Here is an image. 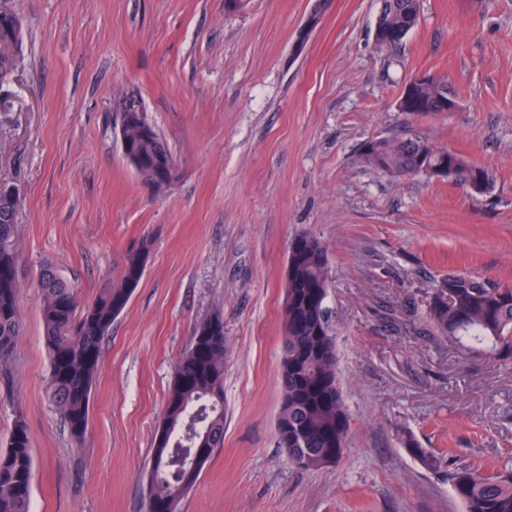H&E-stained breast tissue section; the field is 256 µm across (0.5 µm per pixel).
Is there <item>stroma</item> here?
Segmentation results:
<instances>
[{"label":"stroma","mask_w":512,"mask_h":512,"mask_svg":"<svg viewBox=\"0 0 512 512\" xmlns=\"http://www.w3.org/2000/svg\"><path fill=\"white\" fill-rule=\"evenodd\" d=\"M23 44L0 87V179L22 205L24 333L0 387V450L22 405L31 512H145L154 437L194 325L224 319V444L177 512H463L447 470L512 468V370L447 339L394 332L383 303L425 309L448 275L512 287V0H420L399 49L381 0H6ZM320 21L293 45L313 9ZM447 78L451 112L400 111L406 83ZM136 98L179 175L162 195L124 159ZM420 137L486 167L482 194L361 163L370 139ZM327 248L349 447L317 470L277 446L289 245ZM150 258L105 338L89 424L49 393L38 272L93 300L142 240Z\"/></svg>","instance_id":"stroma-1"}]
</instances>
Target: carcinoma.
<instances>
[{"instance_id": "cac0c4a2", "label": "carcinoma", "mask_w": 512, "mask_h": 512, "mask_svg": "<svg viewBox=\"0 0 512 512\" xmlns=\"http://www.w3.org/2000/svg\"><path fill=\"white\" fill-rule=\"evenodd\" d=\"M383 23L400 35L399 47L417 27L420 0H383ZM22 24L0 6V86L16 71ZM448 80L431 75L407 83L399 100L403 112H442ZM129 161L157 194L174 181L164 168L175 159L167 142L144 112H122ZM366 166L397 177L444 167L447 178L477 193L491 185L489 171L463 155L427 147L421 138L372 139L364 144ZM20 189L0 181V380L10 373L23 318L20 278L12 242L18 231ZM290 245L285 300V336L280 367L283 392L277 419L278 444L303 469L338 461L347 446L349 416L339 378L336 327L327 305L328 258L325 246L308 233ZM150 254L147 242L124 257L118 282L78 308L75 289L50 264L40 269L43 339L50 362V395L71 435L88 426L92 386L99 369L101 344L114 319L138 287ZM392 330L441 336L463 346L485 345L494 360L512 365V288L490 278L450 275L432 293L426 309L413 320L391 314ZM224 319L215 312L197 323L190 348L179 359L166 412L154 444L146 512H176L180 499L196 483L214 449L224 442ZM31 437L22 413L15 415L7 449L0 451V512H31L33 458ZM405 447L429 468L442 460L408 438ZM464 512H512V468L498 471L458 467L449 472Z\"/></svg>"}]
</instances>
